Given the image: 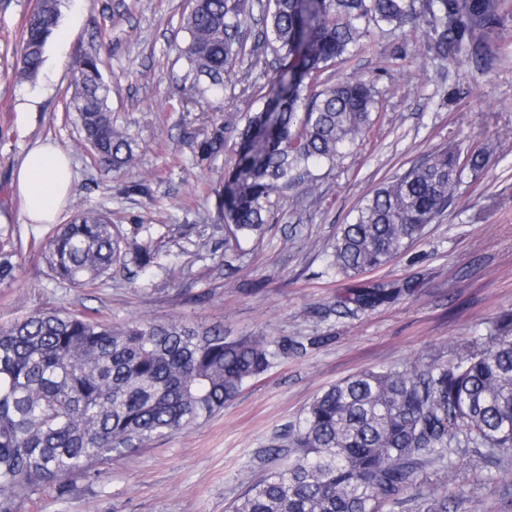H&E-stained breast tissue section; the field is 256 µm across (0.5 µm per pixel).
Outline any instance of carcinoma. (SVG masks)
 <instances>
[{
    "mask_svg": "<svg viewBox=\"0 0 512 512\" xmlns=\"http://www.w3.org/2000/svg\"><path fill=\"white\" fill-rule=\"evenodd\" d=\"M504 0H266V48L278 61L263 106L230 113L237 159L218 194L229 238L263 232L279 191L300 169L336 164L371 128L376 88L366 79H320L362 51L370 28L425 21L418 61L479 56L501 24ZM60 0H41L22 37L21 71L35 75L59 21ZM254 19L250 0H193L183 15L189 73L200 99L224 93V78L248 79L259 46L247 48ZM69 109L98 164L132 166V138L112 123L99 61L73 66ZM224 153V128L201 143ZM496 151L483 139L466 150L433 152L403 176L376 189L336 236L329 268L351 275L378 269L405 251L453 200L464 171H481ZM122 232L104 214L87 211L57 224L44 259L53 278L91 288L119 266L159 264L160 246ZM13 252L0 244V283L15 279ZM400 293L374 288L338 301L364 309ZM336 307V308H338ZM331 308V311H336ZM288 354V340L229 336L220 326L179 320H107L64 308H42L0 325V512L49 488L63 494L76 479L154 440L192 428L224 410L243 386ZM475 444L512 457V313L489 336L445 363L405 371L365 370L317 394L297 424L276 436L269 454L284 462L250 483L230 512H387L418 482L425 467L444 462L451 446ZM423 504L448 512V482Z\"/></svg>",
    "mask_w": 512,
    "mask_h": 512,
    "instance_id": "cac0c4a2",
    "label": "carcinoma"
}]
</instances>
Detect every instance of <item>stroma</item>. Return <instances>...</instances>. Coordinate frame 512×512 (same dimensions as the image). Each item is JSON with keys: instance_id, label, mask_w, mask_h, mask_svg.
Here are the masks:
<instances>
[{"instance_id": "obj_1", "label": "stroma", "mask_w": 512, "mask_h": 512, "mask_svg": "<svg viewBox=\"0 0 512 512\" xmlns=\"http://www.w3.org/2000/svg\"><path fill=\"white\" fill-rule=\"evenodd\" d=\"M34 0H0V233L18 251L16 278L0 284V324L42 306L93 311L115 325L135 319L223 326L234 336L262 334L302 342L249 381L216 417L104 465L93 481L64 496L33 497L23 512H226L248 480L270 463L275 435L298 420L313 396L369 369L403 370L448 361L486 337L512 312V0L480 58L411 66L425 35L422 22L377 31L366 51L326 69L324 81L373 80L378 91L369 133L336 164L311 166L312 192H285L262 234L224 249L217 219L224 178L235 163V129L226 110H256L257 91L274 76L253 68L232 81L222 104H196L181 56L187 0H61L59 26L38 73L20 72V41ZM96 57L111 87L112 121L133 139L134 163L118 173L93 164L74 113L68 112L72 64ZM223 127L228 151L202 155ZM47 138L72 159V195L59 223L83 210L109 213L125 230L167 225L162 267L115 270L110 280L78 289L54 279L42 256L52 230L24 223L14 173L30 143ZM490 138L498 148L479 174H465L454 200L388 265L354 277L328 262L341 225L364 197L403 175L436 149ZM148 179L151 196L122 194ZM381 282L396 299L353 312L328 313L350 293ZM452 468L434 463L391 512H419L441 482L455 486L448 512H512V461L483 448H461Z\"/></svg>"}]
</instances>
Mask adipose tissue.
<instances>
[{
  "mask_svg": "<svg viewBox=\"0 0 512 512\" xmlns=\"http://www.w3.org/2000/svg\"><path fill=\"white\" fill-rule=\"evenodd\" d=\"M68 157L51 141H36L15 173V185L28 224H52L72 192Z\"/></svg>",
  "mask_w": 512,
  "mask_h": 512,
  "instance_id": "adipose-tissue-1",
  "label": "adipose tissue"
}]
</instances>
